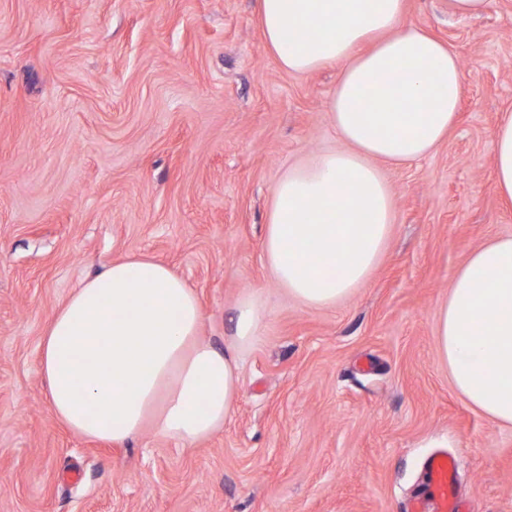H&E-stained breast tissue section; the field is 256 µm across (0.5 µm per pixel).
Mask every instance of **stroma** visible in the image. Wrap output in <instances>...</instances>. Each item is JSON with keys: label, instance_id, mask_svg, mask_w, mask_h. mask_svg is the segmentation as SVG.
<instances>
[{"label": "stroma", "instance_id": "35a3bbf8", "mask_svg": "<svg viewBox=\"0 0 512 512\" xmlns=\"http://www.w3.org/2000/svg\"><path fill=\"white\" fill-rule=\"evenodd\" d=\"M256 0H0V512H404L434 452L473 512H512V426L453 388L435 342L455 271L512 235L493 132L512 111V0L476 18L405 0L460 59L456 126L384 167L395 221L370 281L307 308L262 242L277 181L340 149L337 69L283 70ZM147 255L184 278L201 337L230 344L239 301L266 310L223 430L117 447L54 418L46 326L105 263Z\"/></svg>", "mask_w": 512, "mask_h": 512}]
</instances>
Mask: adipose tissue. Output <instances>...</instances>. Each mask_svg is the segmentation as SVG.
<instances>
[{
	"label": "adipose tissue",
	"instance_id": "ef3b65f1",
	"mask_svg": "<svg viewBox=\"0 0 512 512\" xmlns=\"http://www.w3.org/2000/svg\"><path fill=\"white\" fill-rule=\"evenodd\" d=\"M281 66L338 69L329 110L345 147L312 155L273 190L263 252L276 280L309 307L333 306L371 277L392 235L394 199L381 165L433 152L457 118L461 66L404 22L405 0H256ZM495 188L512 206V111L493 139ZM263 308L237 306L235 342L200 337L194 292L146 257L112 260L47 325L39 371L54 417L73 433L122 446L144 429L185 442L220 429L240 388L239 351ZM435 340L453 388L493 423L512 425V236L474 250L452 276Z\"/></svg>",
	"mask_w": 512,
	"mask_h": 512
}]
</instances>
